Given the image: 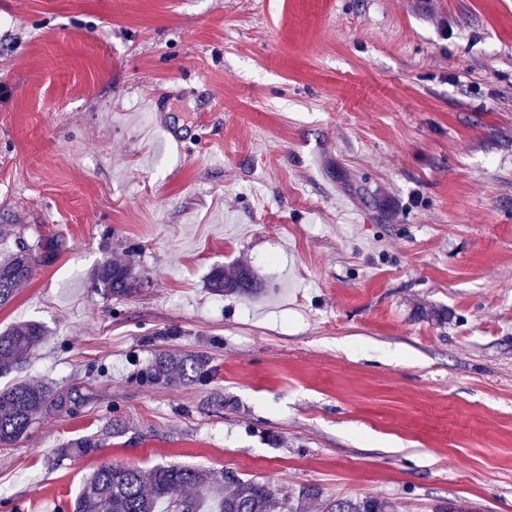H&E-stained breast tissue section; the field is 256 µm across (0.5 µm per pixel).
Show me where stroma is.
Instances as JSON below:
<instances>
[{
	"instance_id": "obj_1",
	"label": "stroma",
	"mask_w": 512,
	"mask_h": 512,
	"mask_svg": "<svg viewBox=\"0 0 512 512\" xmlns=\"http://www.w3.org/2000/svg\"><path fill=\"white\" fill-rule=\"evenodd\" d=\"M3 224L66 247L0 307L46 330L0 388L84 402L0 445V512L104 461L512 512V0H0ZM242 265L260 296L209 292ZM162 352L209 381L140 382ZM91 288L110 300H120L137 293L144 280L133 259L124 255L112 256L99 263L90 276Z\"/></svg>"
}]
</instances>
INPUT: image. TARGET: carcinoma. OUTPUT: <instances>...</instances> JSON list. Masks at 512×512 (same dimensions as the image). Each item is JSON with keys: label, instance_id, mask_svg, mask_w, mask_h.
Segmentation results:
<instances>
[{"label": "carcinoma", "instance_id": "carcinoma-1", "mask_svg": "<svg viewBox=\"0 0 512 512\" xmlns=\"http://www.w3.org/2000/svg\"><path fill=\"white\" fill-rule=\"evenodd\" d=\"M57 236L29 240L24 231L0 228V306L10 302L38 266L52 263L64 249ZM91 287L109 299L137 293L144 280L134 260L115 255L99 263L90 276ZM208 290L216 296L257 292L250 270L212 269ZM45 329L26 322L0 333V375L25 364L41 344ZM210 378L208 362L193 354L162 353L146 369L152 384H203ZM81 402L71 391L47 383L21 382L0 389V443L23 437L36 415ZM73 512H399L397 503L377 497L329 496L318 486L305 485L280 495L256 478L242 479L231 471L222 475L170 463L147 471L104 463L85 480Z\"/></svg>", "mask_w": 512, "mask_h": 512}]
</instances>
